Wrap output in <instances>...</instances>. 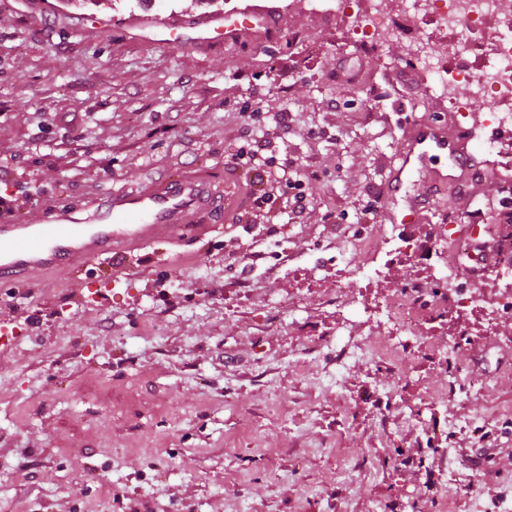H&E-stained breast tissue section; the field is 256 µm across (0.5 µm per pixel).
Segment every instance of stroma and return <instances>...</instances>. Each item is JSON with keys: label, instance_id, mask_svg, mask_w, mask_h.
I'll use <instances>...</instances> for the list:
<instances>
[{"label": "stroma", "instance_id": "stroma-1", "mask_svg": "<svg viewBox=\"0 0 512 512\" xmlns=\"http://www.w3.org/2000/svg\"><path fill=\"white\" fill-rule=\"evenodd\" d=\"M21 9L0 0V200L77 206L200 167L231 171L240 198L202 239L96 269L89 293L49 272L0 308L19 337L0 345V512H439L446 496L451 512H512V315L426 320L381 358L373 315L439 269L381 254L353 279L354 242L392 233L382 179L405 122L456 124L430 75L403 70L408 41L337 55L349 25L307 0L276 41L206 55L124 36L129 18L203 0ZM94 17L104 31L84 28ZM245 104L291 116L269 148L315 154L326 222H290L274 197L252 223L253 176L225 164ZM316 126L330 139L309 140ZM472 154L478 178L411 236L438 243L471 195L499 210L501 172Z\"/></svg>", "mask_w": 512, "mask_h": 512}]
</instances>
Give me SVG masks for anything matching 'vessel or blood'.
Masks as SVG:
<instances>
[{
    "mask_svg": "<svg viewBox=\"0 0 512 512\" xmlns=\"http://www.w3.org/2000/svg\"><path fill=\"white\" fill-rule=\"evenodd\" d=\"M241 2L232 14L136 17L128 22L126 35L136 40L173 41L200 52L243 36L272 35L277 27L275 12L256 0ZM469 142L465 135L449 136L441 124L408 123L383 191L387 203L400 206L401 223L427 222L438 192L448 184L447 174L432 165L435 153L449 154L464 170L472 160ZM238 194L232 178L220 182L208 171L176 172L136 190H112L104 198L77 207L45 206L34 223L20 213H2L0 306L33 273L67 269L86 275L91 266L110 261L115 253L203 237L212 230L204 216L223 213Z\"/></svg>",
    "mask_w": 512,
    "mask_h": 512,
    "instance_id": "b4317fda",
    "label": "vessel or blood"
}]
</instances>
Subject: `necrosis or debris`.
I'll return each instance as SVG.
<instances>
[{
    "label": "necrosis or debris",
    "mask_w": 512,
    "mask_h": 512,
    "mask_svg": "<svg viewBox=\"0 0 512 512\" xmlns=\"http://www.w3.org/2000/svg\"><path fill=\"white\" fill-rule=\"evenodd\" d=\"M311 7L329 18L352 19L351 42L338 46L341 54L351 47L379 46L386 36H403L420 46L439 41V53L424 60L433 76L428 93L442 99L470 133L496 131L498 138L490 142L489 152L504 170L512 169V12L499 0H311ZM411 15L421 18L423 29L407 27ZM482 236L500 253L496 277L512 278V210L473 223L466 233L445 225L443 237L454 246L438 285L451 291V299L440 298L430 309H421L425 285L408 281L385 302L383 325L388 335L414 334L419 321L446 320L452 309L464 313L482 305L491 313L512 312V290L495 289L482 304L459 284L468 263L476 259L470 243Z\"/></svg>",
    "instance_id": "necrosis-or-debris-1"
}]
</instances>
